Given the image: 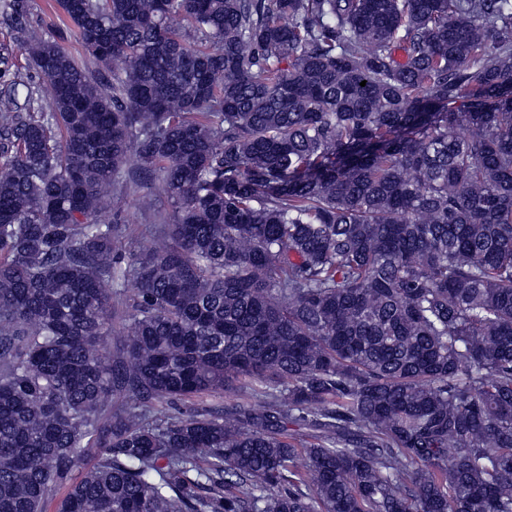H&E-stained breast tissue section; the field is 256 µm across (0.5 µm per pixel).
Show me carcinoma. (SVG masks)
Instances as JSON below:
<instances>
[{
	"label": "carcinoma",
	"mask_w": 512,
	"mask_h": 512,
	"mask_svg": "<svg viewBox=\"0 0 512 512\" xmlns=\"http://www.w3.org/2000/svg\"><path fill=\"white\" fill-rule=\"evenodd\" d=\"M57 5L0 0V512H512V0ZM29 15L34 19H42L44 25L56 29L63 18L55 0H26ZM10 25L9 21H7L5 18H3L0 15V47L3 46V44H6L12 53L13 57H15L17 63L22 66V73L23 74H30L33 75V79L36 81V83L41 87L43 93H42V104L43 106H47L49 99L48 94L45 93L46 89V82L45 80L39 78L36 76L34 78L35 74L31 67L28 65L27 61V54L25 53L22 46L16 43L9 42V33L10 30L8 29V26ZM139 193L127 191L124 193L121 206V223L127 224L130 231V239H134L142 230L143 224H159L158 215H150L142 210L139 200Z\"/></svg>",
	"instance_id": "cac0c4a2"
}]
</instances>
